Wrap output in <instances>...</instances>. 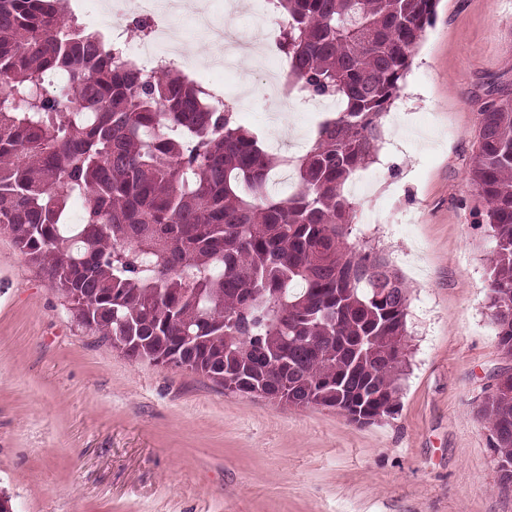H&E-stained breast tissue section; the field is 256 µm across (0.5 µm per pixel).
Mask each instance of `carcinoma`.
Here are the masks:
<instances>
[{"label": "carcinoma", "instance_id": "1", "mask_svg": "<svg viewBox=\"0 0 512 512\" xmlns=\"http://www.w3.org/2000/svg\"><path fill=\"white\" fill-rule=\"evenodd\" d=\"M439 0H277L288 83L336 98L308 150L281 163L208 88L128 63L63 0H0V233L132 361L208 375L231 393L339 407L359 425L392 413L406 360L409 288L381 253L348 246L345 185ZM69 77L66 98L46 78ZM512 92L483 111L469 179L494 242L491 320L512 354ZM84 201L82 218L70 204ZM477 417L512 467V391Z\"/></svg>", "mask_w": 512, "mask_h": 512}]
</instances>
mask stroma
<instances>
[{
	"instance_id": "1",
	"label": "stroma",
	"mask_w": 512,
	"mask_h": 512,
	"mask_svg": "<svg viewBox=\"0 0 512 512\" xmlns=\"http://www.w3.org/2000/svg\"><path fill=\"white\" fill-rule=\"evenodd\" d=\"M273 158L315 136L309 105L242 61L214 72ZM512 89V0H441L384 123V178L353 190L409 217L351 235L411 289L394 413L359 425L333 408L224 391L172 365L134 362L82 325L0 234V490L15 512H512L476 410L512 366L488 309L493 243L468 170L480 111Z\"/></svg>"
}]
</instances>
